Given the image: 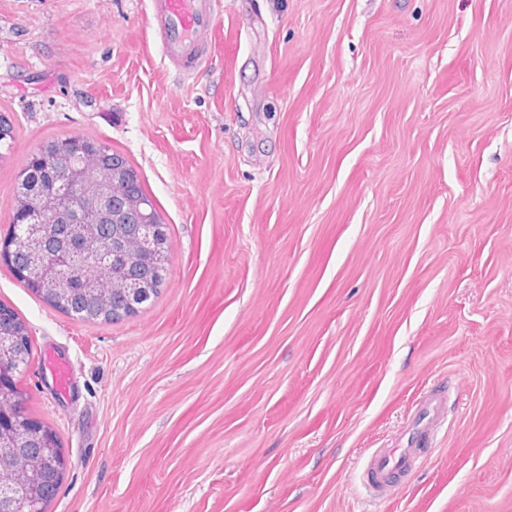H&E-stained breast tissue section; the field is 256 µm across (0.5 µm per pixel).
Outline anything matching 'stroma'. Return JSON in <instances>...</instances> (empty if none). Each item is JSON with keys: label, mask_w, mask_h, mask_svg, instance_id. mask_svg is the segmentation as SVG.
Masks as SVG:
<instances>
[{"label": "stroma", "mask_w": 512, "mask_h": 512, "mask_svg": "<svg viewBox=\"0 0 512 512\" xmlns=\"http://www.w3.org/2000/svg\"><path fill=\"white\" fill-rule=\"evenodd\" d=\"M223 2L186 75L151 0H0V235L70 136L124 154L169 233L160 295L112 324L0 263L69 459L48 512H512V0ZM433 387L424 464L367 493ZM48 371L52 377L56 393L62 399L71 397L74 389V370L69 359L50 354Z\"/></svg>", "instance_id": "1"}]
</instances>
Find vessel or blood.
<instances>
[{
    "mask_svg": "<svg viewBox=\"0 0 512 512\" xmlns=\"http://www.w3.org/2000/svg\"><path fill=\"white\" fill-rule=\"evenodd\" d=\"M217 0H153L152 21L164 30L161 51L175 66L198 59L216 21ZM48 371L59 397L70 398L74 389V370L69 359L53 356ZM416 436L402 448H380L366 465L369 486L378 495L401 487L402 479L421 457L420 447L428 442L446 416L444 397L435 391L426 393L416 405Z\"/></svg>",
    "mask_w": 512,
    "mask_h": 512,
    "instance_id": "vessel-or-blood-1",
    "label": "vessel or blood"
}]
</instances>
